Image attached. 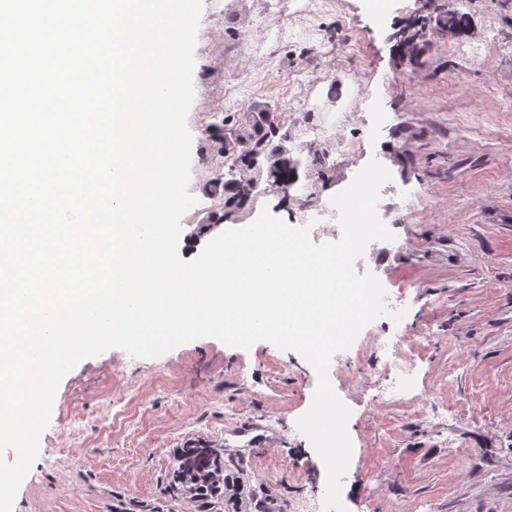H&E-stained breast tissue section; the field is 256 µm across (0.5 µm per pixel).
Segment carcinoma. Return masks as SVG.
<instances>
[{
    "mask_svg": "<svg viewBox=\"0 0 512 512\" xmlns=\"http://www.w3.org/2000/svg\"><path fill=\"white\" fill-rule=\"evenodd\" d=\"M435 27L462 36L468 28V17L463 13H454L449 18L439 15L435 18ZM424 35L423 24L418 27L412 24L401 31L399 45L409 60L417 58ZM207 137L224 160L232 161V166L226 174L216 172L209 183L210 194L220 200L221 208L200 225L201 233L244 209L261 189L286 194L299 181L301 162L288 148V132L275 121L274 113L266 105L254 104L240 116L224 117L221 123L209 129ZM237 170L247 173V177H236ZM213 459L210 449L193 448L176 462L180 472L198 473L214 468Z\"/></svg>",
    "mask_w": 512,
    "mask_h": 512,
    "instance_id": "cac0c4a2",
    "label": "carcinoma"
}]
</instances>
